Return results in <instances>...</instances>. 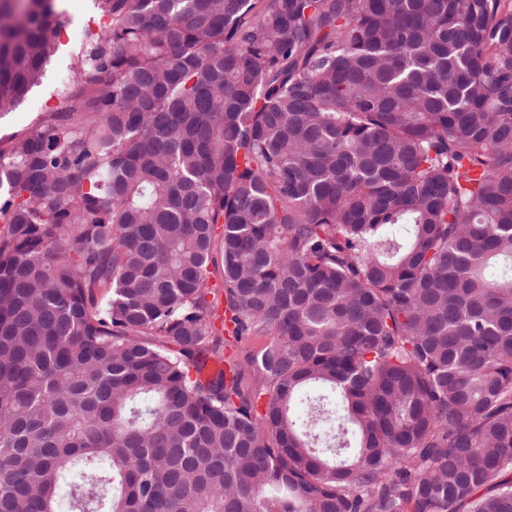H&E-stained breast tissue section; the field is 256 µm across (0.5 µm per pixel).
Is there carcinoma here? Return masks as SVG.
<instances>
[{"label": "carcinoma", "mask_w": 512, "mask_h": 512, "mask_svg": "<svg viewBox=\"0 0 512 512\" xmlns=\"http://www.w3.org/2000/svg\"><path fill=\"white\" fill-rule=\"evenodd\" d=\"M98 9L0 141V512H512V0ZM96 0H62L64 12L57 18L60 46L39 86L31 89L24 102L0 118V138L30 130L40 117L59 106L60 93L72 78L82 50L83 34L88 24L98 18ZM79 33L80 37L75 38Z\"/></svg>", "instance_id": "carcinoma-1"}]
</instances>
